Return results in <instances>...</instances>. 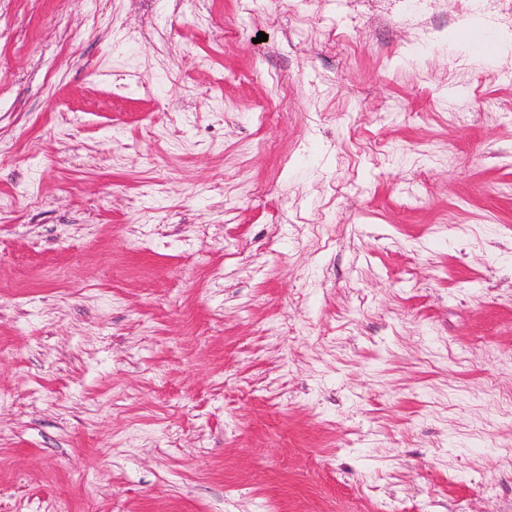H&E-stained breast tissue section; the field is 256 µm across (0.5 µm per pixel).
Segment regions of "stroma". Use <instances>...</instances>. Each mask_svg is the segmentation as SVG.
I'll return each instance as SVG.
<instances>
[{"instance_id":"1","label":"stroma","mask_w":512,"mask_h":512,"mask_svg":"<svg viewBox=\"0 0 512 512\" xmlns=\"http://www.w3.org/2000/svg\"><path fill=\"white\" fill-rule=\"evenodd\" d=\"M471 14L0 0V512H512Z\"/></svg>"}]
</instances>
